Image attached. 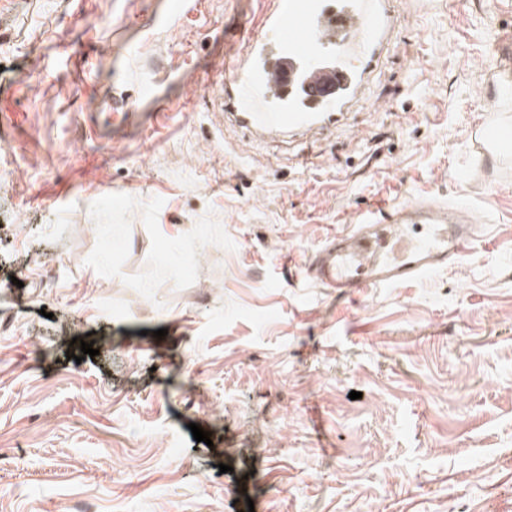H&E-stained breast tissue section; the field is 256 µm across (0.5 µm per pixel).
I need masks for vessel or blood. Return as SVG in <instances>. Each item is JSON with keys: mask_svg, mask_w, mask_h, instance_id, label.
Listing matches in <instances>:
<instances>
[{"mask_svg": "<svg viewBox=\"0 0 512 512\" xmlns=\"http://www.w3.org/2000/svg\"><path fill=\"white\" fill-rule=\"evenodd\" d=\"M263 26L225 66L224 118L258 138L319 134L339 122L378 68L395 19L387 0H269ZM477 232L456 205L427 198L360 213L301 268L339 293L418 280L459 263Z\"/></svg>", "mask_w": 512, "mask_h": 512, "instance_id": "vessel-or-blood-1", "label": "vessel or blood"}]
</instances>
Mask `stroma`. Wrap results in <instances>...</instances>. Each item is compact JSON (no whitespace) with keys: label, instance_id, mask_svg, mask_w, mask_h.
<instances>
[{"label":"stroma","instance_id":"stroma-1","mask_svg":"<svg viewBox=\"0 0 512 512\" xmlns=\"http://www.w3.org/2000/svg\"><path fill=\"white\" fill-rule=\"evenodd\" d=\"M391 7L353 111L261 141L218 64L275 42L267 0H0V512H512V152L477 139L512 126V0ZM111 97L142 124L92 132ZM420 197L482 222L459 264L300 274Z\"/></svg>","mask_w":512,"mask_h":512}]
</instances>
